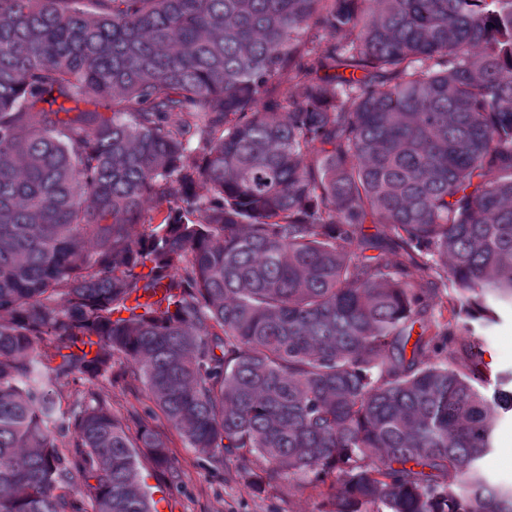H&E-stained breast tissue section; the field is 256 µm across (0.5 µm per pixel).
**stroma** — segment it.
<instances>
[{
  "mask_svg": "<svg viewBox=\"0 0 512 512\" xmlns=\"http://www.w3.org/2000/svg\"><path fill=\"white\" fill-rule=\"evenodd\" d=\"M478 341L482 350L481 370L489 381L512 375V311H499L495 322L486 325ZM169 456L182 474L179 485L167 486L153 462L139 456L141 479L148 492L167 489L168 512H319V490L309 480L289 477L264 493L253 492L235 462L212 469L203 456L188 448L174 429H167ZM512 414L501 415L494 436V448L483 463L492 482L512 484Z\"/></svg>",
  "mask_w": 512,
  "mask_h": 512,
  "instance_id": "35a3bbf8",
  "label": "stroma"
}]
</instances>
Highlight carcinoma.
<instances>
[{"instance_id": "obj_1", "label": "carcinoma", "mask_w": 512, "mask_h": 512, "mask_svg": "<svg viewBox=\"0 0 512 512\" xmlns=\"http://www.w3.org/2000/svg\"><path fill=\"white\" fill-rule=\"evenodd\" d=\"M500 307L512 0H0V512H156L128 377L257 493L512 512L480 467L512 390L455 351ZM139 390L144 391L143 384L139 382H135L134 386H128L125 383H116L111 385H105L103 392L110 397H112V407L114 412L122 416L126 415V410L130 408L131 405H134L142 418H144L145 423L154 426L160 425V422L150 416L147 412L145 413L144 405H140L136 400V395H139Z\"/></svg>"}]
</instances>
